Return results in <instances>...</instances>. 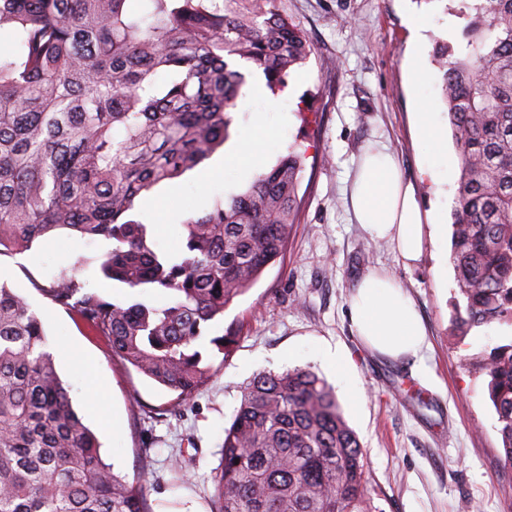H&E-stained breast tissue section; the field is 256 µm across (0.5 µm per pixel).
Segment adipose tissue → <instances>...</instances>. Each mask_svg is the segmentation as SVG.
Here are the masks:
<instances>
[{"label":"adipose tissue","mask_w":512,"mask_h":512,"mask_svg":"<svg viewBox=\"0 0 512 512\" xmlns=\"http://www.w3.org/2000/svg\"><path fill=\"white\" fill-rule=\"evenodd\" d=\"M350 208L370 236L394 244L404 266L422 257L424 224L416 191L404 183L387 149H368L353 182ZM350 320L364 345L392 360L417 356L426 342V328L412 299L383 272L364 276L349 300Z\"/></svg>","instance_id":"obj_1"}]
</instances>
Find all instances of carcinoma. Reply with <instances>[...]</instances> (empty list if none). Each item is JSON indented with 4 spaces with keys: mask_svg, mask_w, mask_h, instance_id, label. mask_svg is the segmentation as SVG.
<instances>
[{
    "mask_svg": "<svg viewBox=\"0 0 512 512\" xmlns=\"http://www.w3.org/2000/svg\"><path fill=\"white\" fill-rule=\"evenodd\" d=\"M469 9L467 52L434 51L460 159L455 322L511 331L473 357L511 469L512 0ZM2 34L0 238L20 252L59 230L111 242L104 279L172 302H111L80 267L41 292L112 358L191 399L210 377L202 343L227 356L236 341L209 336L212 324L284 258L303 155L188 218L179 253L151 247L138 202L224 146L253 72L285 87L310 55L306 35L273 0H0ZM45 345L42 318L0 283V512H152L142 485L102 459ZM210 512H374L360 441L324 379L295 368L243 387Z\"/></svg>",
    "mask_w": 512,
    "mask_h": 512,
    "instance_id": "obj_1",
    "label": "carcinoma"
}]
</instances>
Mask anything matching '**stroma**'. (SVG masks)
<instances>
[{
    "mask_svg": "<svg viewBox=\"0 0 512 512\" xmlns=\"http://www.w3.org/2000/svg\"><path fill=\"white\" fill-rule=\"evenodd\" d=\"M310 43L308 62L293 71L276 111L267 112L274 138L254 163L234 161L251 113L262 99L237 103L230 136L207 161L220 168L205 184L200 171L155 189L137 217L152 227L151 246L176 253L184 246V221L242 192L256 172L274 166L295 147L306 153L298 188L302 201L283 262L226 308L212 334H237L230 355L204 349L211 366L206 386L177 403L174 393L114 361L105 342L41 293L60 269L95 260L110 244L62 230L22 254L0 255V281L14 288L44 319L46 349L77 347L80 362L57 360L75 410L92 430L100 416L113 428L101 433L104 458L128 479H142L153 512H210L214 471L224 429L240 404L241 389L260 372L307 367L334 388L349 426L364 450L368 496L375 512H512V470L499 461L498 423L487 376L469 355L498 343L492 324L461 333L453 320L461 302L451 254L450 214L459 158L449 140L436 45L462 31V0H275ZM426 104L445 140L433 147L419 138L415 112ZM385 145L405 181L417 190L426 237L411 268L392 245L371 240L355 224L348 204L363 149ZM161 218H154L156 204ZM373 271L392 276L410 295L427 330L429 349L406 361L373 354L356 335L348 299ZM349 364V377L330 369L326 353ZM105 392L102 407L88 401L91 381ZM362 391L352 405L348 381Z\"/></svg>",
    "mask_w": 512,
    "mask_h": 512,
    "instance_id": "35a3bbf8",
    "label": "stroma"
}]
</instances>
